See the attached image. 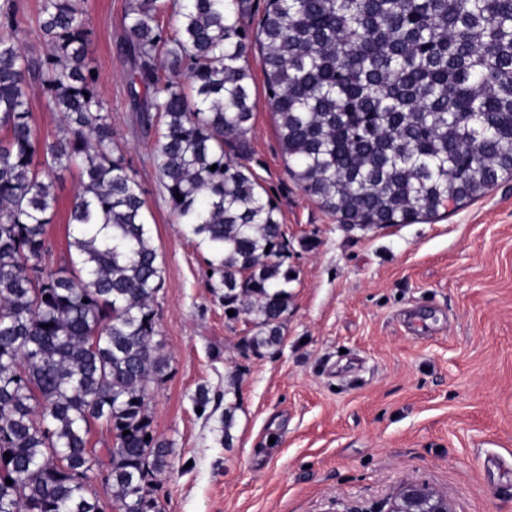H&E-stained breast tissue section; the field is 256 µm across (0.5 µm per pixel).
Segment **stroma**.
Instances as JSON below:
<instances>
[{
    "instance_id": "35a3bbf8",
    "label": "stroma",
    "mask_w": 512,
    "mask_h": 512,
    "mask_svg": "<svg viewBox=\"0 0 512 512\" xmlns=\"http://www.w3.org/2000/svg\"><path fill=\"white\" fill-rule=\"evenodd\" d=\"M129 0H84L98 94L149 207L163 283L153 308L169 357L149 402L172 444L161 512H360L404 481L430 484L455 512H512V179L427 223L350 228L287 172L258 51L248 164L291 242L297 272L280 346L242 341L204 252L165 201L152 145L128 102ZM77 170L59 172L46 227L48 269L70 262ZM239 373L232 442L224 388ZM211 398L197 411L199 386Z\"/></svg>"
}]
</instances>
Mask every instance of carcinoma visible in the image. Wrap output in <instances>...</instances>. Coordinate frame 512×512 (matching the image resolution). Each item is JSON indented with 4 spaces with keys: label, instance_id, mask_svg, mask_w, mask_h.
<instances>
[{
    "label": "carcinoma",
    "instance_id": "obj_1",
    "mask_svg": "<svg viewBox=\"0 0 512 512\" xmlns=\"http://www.w3.org/2000/svg\"><path fill=\"white\" fill-rule=\"evenodd\" d=\"M165 7L131 0L125 13L130 96L158 129L166 201L207 252L224 310L253 317L254 352L280 344L293 277L247 165L252 46L290 175L346 224L421 223L512 178V0H268L252 37L247 0H182L171 34ZM35 31L43 54L23 45L18 0H0V512H104L94 422L112 433L117 512H160L152 484L171 444L148 404L169 358L146 201L98 95L81 0H40ZM34 85L61 115L51 138L33 121ZM71 169L73 252L48 272L54 181ZM236 410L224 401L226 448Z\"/></svg>",
    "mask_w": 512,
    "mask_h": 512
}]
</instances>
